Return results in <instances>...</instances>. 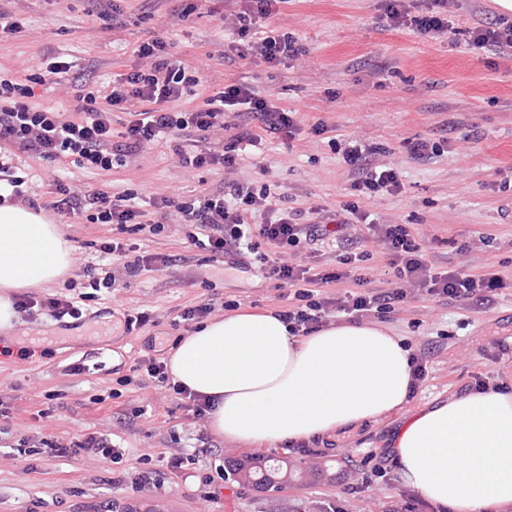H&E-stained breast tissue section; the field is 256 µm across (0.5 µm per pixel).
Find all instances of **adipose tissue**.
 Here are the masks:
<instances>
[{
  "label": "adipose tissue",
  "mask_w": 512,
  "mask_h": 512,
  "mask_svg": "<svg viewBox=\"0 0 512 512\" xmlns=\"http://www.w3.org/2000/svg\"><path fill=\"white\" fill-rule=\"evenodd\" d=\"M72 247L44 213L0 206V329L18 319L11 291L48 285ZM173 382L214 399L211 429L232 442L275 447L402 410L410 352L380 324L332 323L290 334L270 312L199 324L172 351ZM390 452L404 486L437 512L512 505V394L488 385L410 414Z\"/></svg>",
  "instance_id": "adipose-tissue-1"
}]
</instances>
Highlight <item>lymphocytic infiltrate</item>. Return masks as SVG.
<instances>
[{"label":"lymphocytic infiltrate","mask_w":512,"mask_h":512,"mask_svg":"<svg viewBox=\"0 0 512 512\" xmlns=\"http://www.w3.org/2000/svg\"><path fill=\"white\" fill-rule=\"evenodd\" d=\"M232 2L234 9L224 18L232 30L224 43L225 59L254 57L272 67L302 61L306 49L295 33L269 23L283 0ZM382 18L388 27L424 37L439 38L453 30L448 0H430L423 9L413 6L411 0H385ZM467 46L473 51L511 52L512 21L503 17L472 27ZM134 54L139 61L137 67L113 79L111 89L87 92L83 105L71 115L33 103L35 86L83 81V73L72 70L68 62L54 61L45 72L22 77L0 73V145L98 173L111 171L114 164L122 163L145 146L172 136L178 140L174 152L183 166L196 170L221 168L232 176L242 146H260L270 136L289 141L300 129L295 112L238 80L225 82L223 91L204 98L200 105L173 111L172 103L194 95L200 84L198 75L181 60L169 58L166 42L158 38L139 43ZM116 112L129 116L124 131L119 133L112 129V115ZM231 112L246 121L247 126L225 143L222 152L196 146L184 148L182 141L191 134L205 139L228 130L226 117ZM342 158L356 175L351 189L358 195L401 192L398 170L389 165H371L356 142H346ZM135 198V193L128 189L77 190L57 179L51 185L45 208L92 224H113L120 229L132 224L139 229L148 228L155 235L161 233L162 222H143ZM153 205L162 211L175 209L183 223L197 226V234L189 238L190 244L224 257L229 267L245 266L246 254L255 255L266 278L292 291V298L277 315L295 335L314 332L334 313L357 320L393 312L396 304L404 301L403 290L368 288L367 278L351 277L347 270L349 264L369 260L365 245L372 235L384 245L397 277L431 298L478 303L489 300L492 293L506 286L505 280L491 271L477 272L464 265L449 271L435 270L426 257L421 238L406 225L369 222L353 201L340 203L326 221L309 223L305 220L306 209L282 207L280 197L272 193L269 183L257 185L232 177L223 189L204 192L197 201L178 202L161 194L155 196ZM362 223L367 226V234H348L349 226ZM331 236L339 243L337 268L312 272L306 263V246ZM349 279L355 287L344 296L324 295L326 285ZM133 369L168 383L173 399L188 415L198 418L211 410L212 405L204 396L171 382L166 362L153 356L141 358ZM46 452L53 457L86 453L105 463L116 462L123 455L122 449L92 433L69 446L47 442Z\"/></svg>","instance_id":"obj_1"}]
</instances>
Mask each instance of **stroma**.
Here are the masks:
<instances>
[{
	"mask_svg": "<svg viewBox=\"0 0 512 512\" xmlns=\"http://www.w3.org/2000/svg\"><path fill=\"white\" fill-rule=\"evenodd\" d=\"M224 0H204L196 13L180 17L181 0H122L120 15L108 5L89 9L86 0H0L19 16L21 33L0 40V70L44 71L53 58L93 72L103 88L113 75L137 62L134 47L163 38L170 52L202 76L205 93L238 79L272 94L297 112L302 131L292 141L270 138L259 155L246 156L234 177L271 178L286 206L336 208L350 197L353 175L327 138L309 127L325 120L338 142L374 150V162L397 167L400 194L362 199L372 219L397 220L422 236L434 264L465 262L512 279V56L466 49L475 22H493V0H450L455 34L431 39L387 28L382 0H288L275 25L298 36L307 50L304 65L271 68L255 58L225 62ZM442 141L435 155L410 158L404 142ZM57 163L0 152V180L24 177L35 204L48 197ZM68 181L102 189L137 192L142 210L171 191L188 199L202 188H222L225 174L184 168L163 143L128 158L125 166L91 174L77 168ZM59 226L77 255L57 282L34 288L33 296L88 295L83 316L61 323L42 311L24 312L10 331L0 330V403L19 413L0 420V512H436L400 482L387 453L405 418L398 411L355 428L308 442L305 448L234 443L214 433L207 419L188 416L165 385L145 380L121 385L134 357L168 358L192 326L185 308L204 302L215 315L240 302L247 311H274L275 282L257 268L231 269L223 258L190 246L195 228L167 222L161 234L122 232L137 254L174 255L157 271L125 269L103 258L98 245L111 236L108 224ZM112 273V291H93L84 273ZM146 311L151 325L126 334V312ZM379 324L402 336L422 357L428 377L408 406L415 409L473 390L476 380L512 392V288L491 304H441L423 298L379 315ZM30 347L25 361L15 350ZM84 360L79 375L67 367ZM93 433L122 448L116 464L82 454H41L44 439L67 444ZM258 453L310 470L298 484L260 490L243 482L228 461ZM194 456V464L171 471L169 459ZM152 477L150 492L135 494V474Z\"/></svg>",
	"mask_w": 512,
	"mask_h": 512,
	"instance_id": "35a3bbf8",
	"label": "stroma"
}]
</instances>
